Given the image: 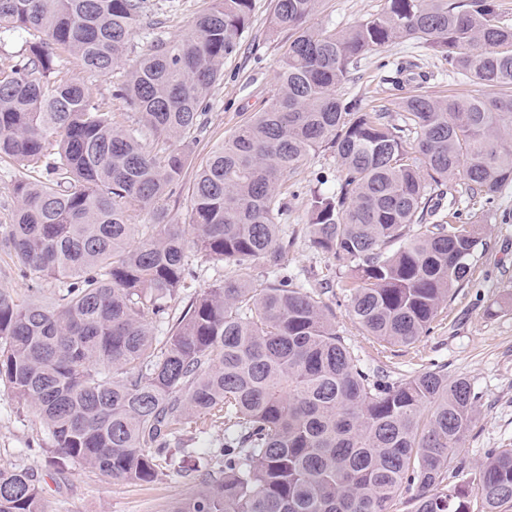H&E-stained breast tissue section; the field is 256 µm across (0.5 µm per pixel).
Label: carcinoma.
I'll return each instance as SVG.
<instances>
[{
  "instance_id": "carcinoma-1",
  "label": "carcinoma",
  "mask_w": 512,
  "mask_h": 512,
  "mask_svg": "<svg viewBox=\"0 0 512 512\" xmlns=\"http://www.w3.org/2000/svg\"><path fill=\"white\" fill-rule=\"evenodd\" d=\"M318 2L275 0L273 28L289 40L275 91L212 149L189 187V223L172 224L185 146L206 126L252 0H211L190 34L155 38L115 94L130 125L66 77L61 54L111 74L144 0H0V41L45 36L0 66V159L27 172L0 240L23 271L67 284L54 302L0 289V382L55 454L112 479L153 483L160 462L187 453L184 434L224 426L211 452L222 476L201 464L168 512H395L405 490L412 512H512V448L489 449L475 470L459 459L480 415L470 381L364 368L332 310L288 276L275 222L288 176L332 149L342 179L311 193V248L342 270L367 336L409 347L429 335L483 232L425 223L434 196L458 182L489 200L512 183V26L496 0H384L336 31L308 25ZM400 40L440 51L482 93L416 89L399 99L398 124L344 102L350 67ZM136 213L150 223H131ZM190 249L236 275L198 294L160 341ZM258 261L274 275L264 288L248 282ZM0 512H48L36 470L0 469Z\"/></svg>"
}]
</instances>
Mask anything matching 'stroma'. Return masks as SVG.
<instances>
[{"label": "stroma", "mask_w": 512, "mask_h": 512, "mask_svg": "<svg viewBox=\"0 0 512 512\" xmlns=\"http://www.w3.org/2000/svg\"><path fill=\"white\" fill-rule=\"evenodd\" d=\"M210 0H144L141 24L130 38L129 60L145 53L157 35L191 33L197 15ZM384 0H320L310 23L315 27L346 29L378 12ZM274 0H253L248 28L236 51L224 60L223 74L207 99V124L188 150L187 175L205 160L211 149L228 138L253 112L263 108L276 84L280 56L288 44L284 33H273ZM404 68L405 78L438 94L475 95L481 88L473 78L449 68L441 53L415 41H399L361 58L339 87L343 100L361 101L365 108L380 105L397 114L399 97L388 76ZM68 78L87 86L94 97L111 101L121 111L112 92L122 80L121 71L101 76L87 71L79 60L67 58ZM340 171L329 148L305 159L289 177L283 194L285 209L277 222L288 239L289 275L318 289L331 307L336 327L367 368L393 379H402L442 368L449 377L468 378L481 395L482 410L476 428L461 451L469 466H477L492 448H512V184L487 203L472 204L461 192L445 191L444 213H457L460 223L484 228L483 244L475 257L472 276L457 289L428 337L415 347L382 346L364 336L350 316L339 281L333 280L330 262L314 251L306 235L311 190L336 189ZM190 275L180 297L171 304L179 316L190 300L205 288L232 275L233 267L207 259L196 252L187 257ZM330 288H323V281ZM60 281L22 276L6 249L0 248V288L18 297L41 289L45 297L58 293ZM51 439L31 409L18 401L12 390L0 384V467L33 468L38 471L50 512H166L192 481L198 457L187 460L184 470L162 467L153 484L110 479L71 465H60L48 448Z\"/></svg>", "instance_id": "stroma-1"}]
</instances>
